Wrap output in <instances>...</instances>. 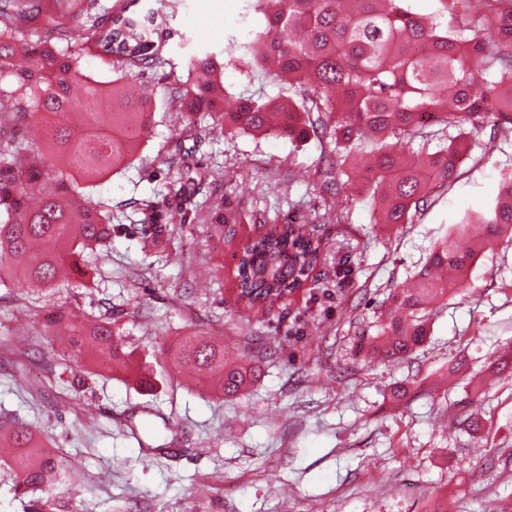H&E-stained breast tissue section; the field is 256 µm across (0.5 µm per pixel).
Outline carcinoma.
Returning a JSON list of instances; mask_svg holds the SVG:
<instances>
[{
    "instance_id": "obj_1",
    "label": "carcinoma",
    "mask_w": 512,
    "mask_h": 512,
    "mask_svg": "<svg viewBox=\"0 0 512 512\" xmlns=\"http://www.w3.org/2000/svg\"><path fill=\"white\" fill-rule=\"evenodd\" d=\"M263 15L262 29L224 48L228 61L253 75L268 68L285 78L273 98L240 94L224 104L221 63L204 53L190 60L189 77L170 93L189 100L191 116L224 120L229 133L273 132L291 141L317 139L336 156L341 187L354 163L371 161L365 196L375 224H414L461 178L460 160L472 152L487 120L512 131V0H440L432 16L411 0H248ZM97 0H0V80L12 74L30 46L21 27H49L57 44L45 46L14 81L0 84V128L30 111L42 113L43 140L21 152L0 139V273L27 288L53 289L79 259L111 246L112 211L79 190L126 165L152 124L153 90L133 98L124 81L106 86L85 71L88 50L118 66L156 69L165 64L164 37L154 10L140 21L104 17ZM84 90L77 99L71 91ZM303 219L274 227L239 246L234 278L240 301L257 311L298 291L321 255V239ZM484 226L478 239L471 226ZM512 239V180L498 194L456 214L451 231L428 254L411 288L391 289L389 308L369 337L371 359L403 362L428 336L431 305L463 295L465 276L493 238ZM100 352L97 365L124 364L112 318L72 329L71 345ZM178 368L216 378L235 396L257 379L256 370L224 361V348L187 336ZM15 493H40L33 512H56L54 491L64 484L69 459L32 458L34 432L11 428Z\"/></svg>"
}]
</instances>
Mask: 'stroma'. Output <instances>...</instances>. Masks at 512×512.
Segmentation results:
<instances>
[{"label":"stroma","instance_id":"35a3bbf8","mask_svg":"<svg viewBox=\"0 0 512 512\" xmlns=\"http://www.w3.org/2000/svg\"><path fill=\"white\" fill-rule=\"evenodd\" d=\"M166 68L132 69L150 86L155 124L119 173L92 190L117 226L91 283L59 290L0 285V421L71 461L60 512H512V243L498 240L436 302L430 336L400 363L374 361L390 287L409 283L459 208L512 175V133L484 125L461 180L413 224H375L350 186H327L318 141L187 128L170 89L192 55L223 54L262 23L246 0H167ZM325 244L306 288L271 311L237 299L239 240L325 209ZM224 223H217V216ZM168 225L159 234L155 225ZM108 313L127 349L150 363L147 393L124 368L92 369L56 313ZM196 334L261 368L227 397L171 354ZM149 455H142V448Z\"/></svg>","mask_w":512,"mask_h":512}]
</instances>
